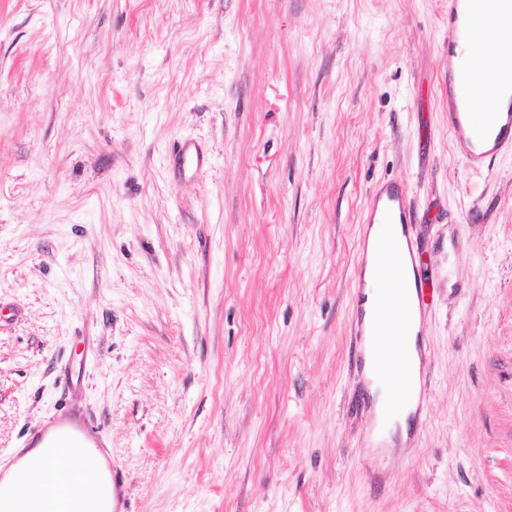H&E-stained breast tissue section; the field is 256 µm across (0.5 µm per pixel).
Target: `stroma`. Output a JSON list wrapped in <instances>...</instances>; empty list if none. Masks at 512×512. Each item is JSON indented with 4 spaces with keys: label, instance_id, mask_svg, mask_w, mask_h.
I'll return each mask as SVG.
<instances>
[{
    "label": "stroma",
    "instance_id": "1",
    "mask_svg": "<svg viewBox=\"0 0 512 512\" xmlns=\"http://www.w3.org/2000/svg\"><path fill=\"white\" fill-rule=\"evenodd\" d=\"M451 74L448 0H0V467L76 411L123 512H512V152L467 167ZM388 181L427 338L390 444L353 337Z\"/></svg>",
    "mask_w": 512,
    "mask_h": 512
}]
</instances>
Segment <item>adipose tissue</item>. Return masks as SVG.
I'll list each match as a JSON object with an SVG mask.
<instances>
[{"label":"adipose tissue","instance_id":"ef3b65f1","mask_svg":"<svg viewBox=\"0 0 512 512\" xmlns=\"http://www.w3.org/2000/svg\"><path fill=\"white\" fill-rule=\"evenodd\" d=\"M505 39H512L511 25L504 26L497 37L459 44L452 58L454 66L479 59L490 74L502 77L503 64H512V49L501 47ZM390 230V225L376 223L366 229L362 298L366 358L363 374L380 434L404 439L410 427L407 414L390 416L386 413L393 374L377 367L379 355L387 353L395 341L393 326L378 311L386 285L378 278L377 269L381 261L382 239ZM105 465L103 453L90 454L79 445L60 441L49 448L29 449L10 467L6 477L19 488L22 512H45L46 507L59 501L66 504V512H110L112 489L98 480Z\"/></svg>","mask_w":512,"mask_h":512}]
</instances>
